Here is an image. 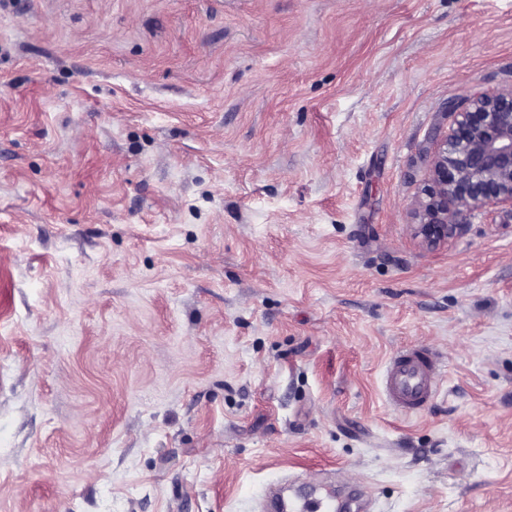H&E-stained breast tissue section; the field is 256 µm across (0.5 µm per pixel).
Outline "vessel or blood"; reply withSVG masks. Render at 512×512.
I'll return each instance as SVG.
<instances>
[{
    "label": "vessel or blood",
    "instance_id": "b4317fda",
    "mask_svg": "<svg viewBox=\"0 0 512 512\" xmlns=\"http://www.w3.org/2000/svg\"><path fill=\"white\" fill-rule=\"evenodd\" d=\"M443 363L433 350L405 348L388 361L383 388L389 405L409 413L428 405L435 397ZM279 512H340L329 496L288 498L280 503Z\"/></svg>",
    "mask_w": 512,
    "mask_h": 512
}]
</instances>
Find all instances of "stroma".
I'll use <instances>...</instances> for the list:
<instances>
[{"label":"stroma","instance_id":"1","mask_svg":"<svg viewBox=\"0 0 512 512\" xmlns=\"http://www.w3.org/2000/svg\"><path fill=\"white\" fill-rule=\"evenodd\" d=\"M509 88L512 0H0V512H512V207L416 233ZM443 363L433 350L405 348L388 361L383 377L384 393L396 411L413 412L436 396ZM340 512L336 500L329 496L282 499L280 509L275 512Z\"/></svg>","mask_w":512,"mask_h":512}]
</instances>
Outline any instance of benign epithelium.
I'll list each match as a JSON object with an SVG mask.
<instances>
[{"mask_svg":"<svg viewBox=\"0 0 512 512\" xmlns=\"http://www.w3.org/2000/svg\"><path fill=\"white\" fill-rule=\"evenodd\" d=\"M418 232L429 243L448 239L488 203L512 207V88L474 94L455 108L449 132L432 152Z\"/></svg>","mask_w":512,"mask_h":512,"instance_id":"1","label":"benign epithelium"}]
</instances>
